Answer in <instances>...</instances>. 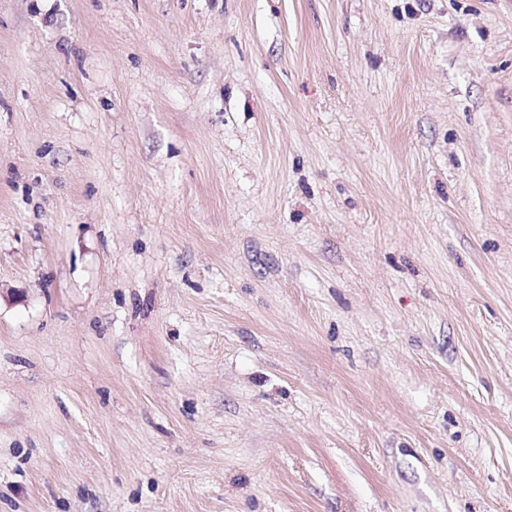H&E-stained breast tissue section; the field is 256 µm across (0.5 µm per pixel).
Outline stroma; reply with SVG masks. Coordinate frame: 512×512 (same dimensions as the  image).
I'll list each match as a JSON object with an SVG mask.
<instances>
[{
  "instance_id": "stroma-1",
  "label": "stroma",
  "mask_w": 512,
  "mask_h": 512,
  "mask_svg": "<svg viewBox=\"0 0 512 512\" xmlns=\"http://www.w3.org/2000/svg\"><path fill=\"white\" fill-rule=\"evenodd\" d=\"M0 512H512V0H0Z\"/></svg>"
}]
</instances>
